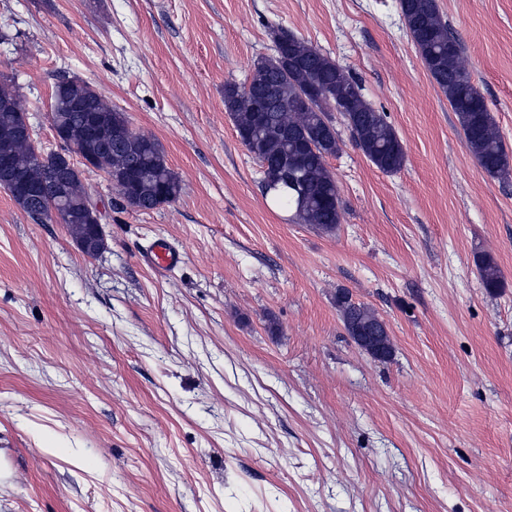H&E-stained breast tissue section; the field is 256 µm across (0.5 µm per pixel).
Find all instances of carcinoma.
<instances>
[{
	"instance_id": "carcinoma-1",
	"label": "carcinoma",
	"mask_w": 512,
	"mask_h": 512,
	"mask_svg": "<svg viewBox=\"0 0 512 512\" xmlns=\"http://www.w3.org/2000/svg\"><path fill=\"white\" fill-rule=\"evenodd\" d=\"M410 36L426 70L448 96L457 116L466 146L480 167L492 178L512 177V159L485 98L475 94L463 49L436 0H398ZM281 52L254 62L249 85L224 84V111L233 121L242 144L261 164L263 193L272 203L286 206L296 224H308L333 233L341 223V205L336 179L327 159L336 155L339 140L330 113L346 119L353 140L378 169L393 173L406 159L404 146L383 115L366 100L359 81L334 60L294 35L274 32ZM26 113L14 84L0 81V134ZM90 114L112 116V124L123 136L98 153V168L116 177L113 187L122 197L138 201L139 210L150 211L166 202L170 189L180 194V182L167 164L158 142L131 130L124 113L96 89H84L82 82L58 81L53 90L52 124L64 131L79 152L93 150L85 126ZM20 178L42 189V195L15 199L28 215L43 213L44 202L53 197L51 171L58 157L36 155L28 141L6 143ZM89 202L80 178H75L64 196V212L71 233L83 230V215ZM484 288L493 292L501 285L500 270L488 254L477 256ZM343 323L374 327L379 318L368 307L355 303L346 291L336 296Z\"/></svg>"
}]
</instances>
